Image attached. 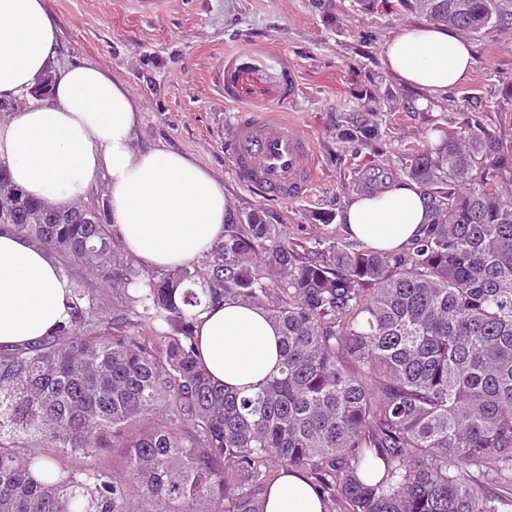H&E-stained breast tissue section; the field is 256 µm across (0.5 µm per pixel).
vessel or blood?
Masks as SVG:
<instances>
[{"label": "vessel or blood", "mask_w": 512, "mask_h": 512, "mask_svg": "<svg viewBox=\"0 0 512 512\" xmlns=\"http://www.w3.org/2000/svg\"><path fill=\"white\" fill-rule=\"evenodd\" d=\"M240 183L266 196L295 200L315 183L317 158L310 134L276 111L237 112L224 129Z\"/></svg>", "instance_id": "1"}]
</instances>
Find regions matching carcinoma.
<instances>
[{"label":"carcinoma","instance_id":"carcinoma-1","mask_svg":"<svg viewBox=\"0 0 512 512\" xmlns=\"http://www.w3.org/2000/svg\"><path fill=\"white\" fill-rule=\"evenodd\" d=\"M402 3L463 35L508 16L507 0ZM434 132L399 159L428 200L407 249L292 239L255 210L161 274L94 205L33 199L0 164L15 191L0 227L112 292L103 320L74 283L67 325L0 352V512H264L291 470L326 512H512L467 470L512 486V198L496 186L512 146L479 125ZM227 300L280 329L279 371L249 393L212 382L195 349L197 315Z\"/></svg>","mask_w":512,"mask_h":512}]
</instances>
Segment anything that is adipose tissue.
<instances>
[{
	"label": "adipose tissue",
	"mask_w": 512,
	"mask_h": 512,
	"mask_svg": "<svg viewBox=\"0 0 512 512\" xmlns=\"http://www.w3.org/2000/svg\"><path fill=\"white\" fill-rule=\"evenodd\" d=\"M58 30L45 0H0V101L33 89L48 71ZM404 85L435 96L468 79L471 45L447 28L404 27L385 51ZM141 106L100 65L67 66L49 100L0 120V163L29 195L71 204L105 177L112 229L122 249L148 269L192 264L224 236L230 212L224 186L185 155L137 146ZM426 200L408 180L354 196L341 221L352 240L395 251L425 229ZM72 285L50 252L23 235L0 232V345L31 344L68 322ZM200 362L210 378L236 390L277 370L279 330L264 309L225 301L195 324ZM266 512H324L320 493L298 472L268 489Z\"/></svg>",
	"instance_id": "obj_1"
}]
</instances>
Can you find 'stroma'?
I'll use <instances>...</instances> for the list:
<instances>
[{
  "label": "stroma",
  "mask_w": 512,
  "mask_h": 512,
  "mask_svg": "<svg viewBox=\"0 0 512 512\" xmlns=\"http://www.w3.org/2000/svg\"><path fill=\"white\" fill-rule=\"evenodd\" d=\"M60 31L43 91L0 102V117L47 100L67 66L90 60L141 104L138 146L185 154L224 184L233 214L263 211L289 237L340 226L342 210L398 174L405 142L436 127L482 125L512 141V25L472 37L470 77L437 97L399 83L384 51L393 33L420 24L398 0H166L141 14L134 0H46ZM285 107L313 139L318 158L310 197L286 201L245 189L233 175L224 123L237 108ZM365 119L381 135L364 167L338 133Z\"/></svg>",
  "instance_id": "1"
}]
</instances>
